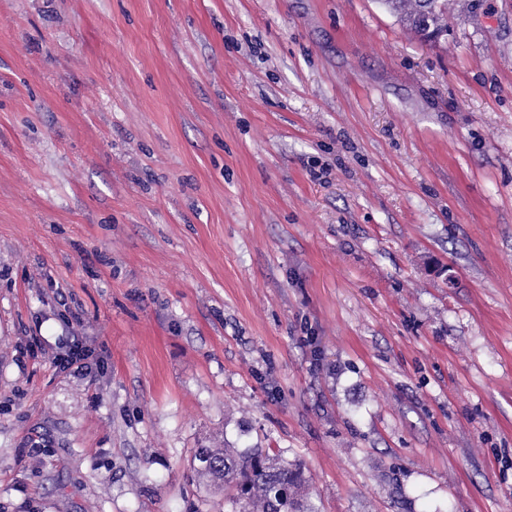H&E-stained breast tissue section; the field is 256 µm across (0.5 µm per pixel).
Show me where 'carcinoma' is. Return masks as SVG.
<instances>
[{"instance_id": "carcinoma-1", "label": "carcinoma", "mask_w": 512, "mask_h": 512, "mask_svg": "<svg viewBox=\"0 0 512 512\" xmlns=\"http://www.w3.org/2000/svg\"><path fill=\"white\" fill-rule=\"evenodd\" d=\"M447 0H382L384 7L412 32L421 30L416 17L430 14V21L445 28ZM209 465L199 473L230 491V512H319L306 493L304 470L261 448H201L194 460Z\"/></svg>"}]
</instances>
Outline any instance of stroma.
I'll list each match as a JSON object with an SVG mask.
<instances>
[{
    "label": "stroma",
    "instance_id": "obj_1",
    "mask_svg": "<svg viewBox=\"0 0 512 512\" xmlns=\"http://www.w3.org/2000/svg\"><path fill=\"white\" fill-rule=\"evenodd\" d=\"M446 24L0 0V512H227V443L512 512V0Z\"/></svg>",
    "mask_w": 512,
    "mask_h": 512
}]
</instances>
